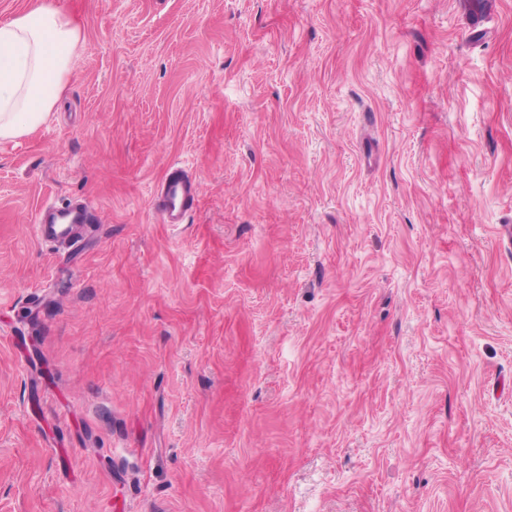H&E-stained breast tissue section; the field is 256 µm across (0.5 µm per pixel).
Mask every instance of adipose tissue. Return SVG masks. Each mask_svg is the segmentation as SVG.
I'll return each instance as SVG.
<instances>
[{
    "label": "adipose tissue",
    "instance_id": "1",
    "mask_svg": "<svg viewBox=\"0 0 512 512\" xmlns=\"http://www.w3.org/2000/svg\"><path fill=\"white\" fill-rule=\"evenodd\" d=\"M80 46L79 26L56 0H28L0 24V140L28 136L46 122Z\"/></svg>",
    "mask_w": 512,
    "mask_h": 512
}]
</instances>
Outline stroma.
<instances>
[{
	"label": "stroma",
	"instance_id": "35a3bbf8",
	"mask_svg": "<svg viewBox=\"0 0 512 512\" xmlns=\"http://www.w3.org/2000/svg\"><path fill=\"white\" fill-rule=\"evenodd\" d=\"M58 2L73 77L0 142V512H512V0ZM197 196L194 181L179 167L168 169L153 205L166 224H181L193 210ZM77 211L82 219L81 224H54L51 223V218L61 211ZM100 218L95 210L88 202H84L79 206L72 208H65L52 213L47 220H42L37 224V235L44 241L51 242L60 247L74 248L79 245L83 237L80 230L89 224H99Z\"/></svg>",
	"mask_w": 512,
	"mask_h": 512
}]
</instances>
